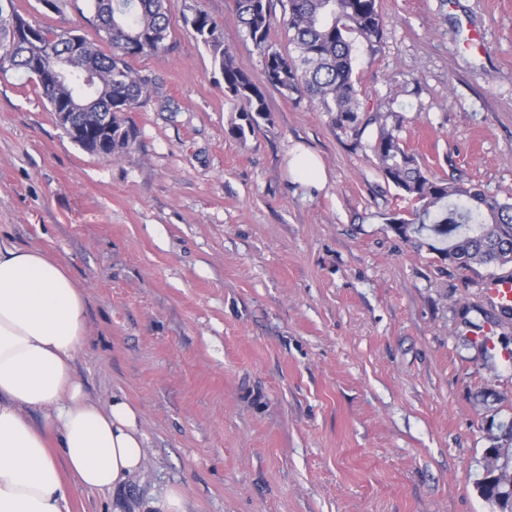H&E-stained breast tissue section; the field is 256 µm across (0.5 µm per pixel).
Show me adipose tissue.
Segmentation results:
<instances>
[{"label":"adipose tissue","mask_w":512,"mask_h":512,"mask_svg":"<svg viewBox=\"0 0 512 512\" xmlns=\"http://www.w3.org/2000/svg\"><path fill=\"white\" fill-rule=\"evenodd\" d=\"M88 334L66 267L0 238V512H68L71 485L113 491L149 467L140 409L100 406L76 374Z\"/></svg>","instance_id":"adipose-tissue-1"}]
</instances>
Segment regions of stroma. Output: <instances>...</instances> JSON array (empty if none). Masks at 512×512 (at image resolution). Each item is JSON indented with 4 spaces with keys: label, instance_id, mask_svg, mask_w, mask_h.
Instances as JSON below:
<instances>
[{
    "label": "stroma",
    "instance_id": "1",
    "mask_svg": "<svg viewBox=\"0 0 512 512\" xmlns=\"http://www.w3.org/2000/svg\"><path fill=\"white\" fill-rule=\"evenodd\" d=\"M30 19L93 35L86 0ZM219 23L269 116L238 138L234 101L185 19ZM163 51L134 60L157 92L126 118L137 147L93 155L15 71L0 73V237L41 248L87 300L76 370L91 399L141 411L150 465L115 492L72 486L69 512H492L476 483L512 421V312L495 269L418 248L391 227L412 202L368 143L266 86L233 0H168ZM357 42L359 102L394 111L437 176L512 202V0H380ZM322 189L295 181L297 147ZM492 328L494 348L476 339ZM292 176L299 181L319 186L325 179V171L318 158L308 150H301L290 162ZM487 297L499 305L512 303V273L504 272L492 279L485 289Z\"/></svg>",
    "mask_w": 512,
    "mask_h": 512
}]
</instances>
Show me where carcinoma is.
<instances>
[{
    "label": "carcinoma",
    "mask_w": 512,
    "mask_h": 512,
    "mask_svg": "<svg viewBox=\"0 0 512 512\" xmlns=\"http://www.w3.org/2000/svg\"><path fill=\"white\" fill-rule=\"evenodd\" d=\"M96 37L77 38L87 46L85 67L62 89L35 80L29 56L39 46L58 55L69 52L72 32L31 22L19 15L28 30L17 35L11 68L23 73L55 111L57 92L76 96L98 95L100 104L112 107V146L96 151L102 156L129 154L138 133L123 113L144 106L155 93V82L131 68L128 54L138 57L159 53L169 37L171 20L167 0H89ZM272 0H234L235 11L263 61L266 82L282 95L299 94L320 111L331 115L339 127L355 128L360 121L359 91L355 78V41L372 46L382 36L384 17L378 0H283L282 15L272 11ZM186 23L208 49L214 70L224 79V92L239 107L247 126L232 128L243 138L254 130L268 110L260 88L250 73L224 48L219 23L197 7ZM280 24L290 49L273 48L270 35ZM112 26V41L105 37ZM142 36L128 46L126 33ZM393 125H387L388 119ZM364 126L376 124L379 133L368 145L384 179L419 204L413 219H399L392 229L401 237L440 252L462 266L500 268L512 263V204L459 182L437 177L404 147L399 136L402 119L394 112H375ZM480 495L494 512H512V498L504 495L497 472L483 467L477 482Z\"/></svg>",
    "instance_id": "carcinoma-1"
}]
</instances>
